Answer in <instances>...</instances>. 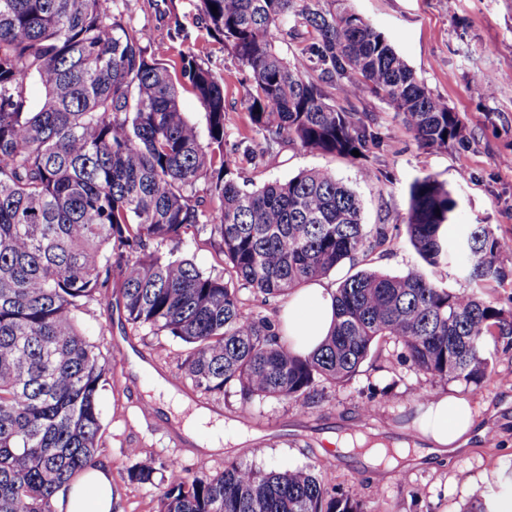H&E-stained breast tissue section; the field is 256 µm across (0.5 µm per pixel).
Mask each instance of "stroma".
<instances>
[{
	"mask_svg": "<svg viewBox=\"0 0 512 512\" xmlns=\"http://www.w3.org/2000/svg\"><path fill=\"white\" fill-rule=\"evenodd\" d=\"M174 9L187 40L170 38L168 19L145 0H128L127 19L142 29L158 58L192 51L199 62L224 78L227 125L232 138L252 136L243 99L247 70L230 48L197 21L196 0H159ZM348 5L381 31L416 77L458 112L467 129L463 144L443 152L421 149L379 99L365 95L343 100L337 87L325 86L330 102L374 117L383 145L368 161H350L284 148L266 167L240 165L238 182L251 190L268 180L328 168L360 195L366 223L384 224L390 244L372 253L367 268L390 275L422 269L408 241L405 219L409 186L430 174L448 184L460 200L455 225L489 224L512 239V0H348ZM160 7V8H161ZM373 169L374 179L364 177ZM79 322L101 355L111 360L100 394L101 432L97 460L112 474V512H156L159 485L127 477L136 454L176 460L189 475L212 474L225 463L279 471L309 469L331 487L357 486L371 512H469L476 501L492 502L512 467V350L496 351L494 373L482 386L430 379L406 362L394 343L380 344L348 381L319 388L315 403L301 409L276 398L242 404L235 388L206 394L181 378L185 347L167 333L133 328L112 313L106 298L89 301ZM127 359L114 356L116 348ZM178 376L174 392L162 380ZM442 392L468 399L483 439L459 455L423 462L409 469L385 470L368 464L361 452L341 451L346 433L359 430L375 442L398 448L424 447L410 417L417 393ZM374 406L363 418L364 406ZM224 421L227 446L208 452L199 444L209 427H184L194 409Z\"/></svg>",
	"mask_w": 512,
	"mask_h": 512,
	"instance_id": "stroma-1",
	"label": "stroma"
}]
</instances>
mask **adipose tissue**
Instances as JSON below:
<instances>
[{
    "label": "adipose tissue",
    "instance_id": "1",
    "mask_svg": "<svg viewBox=\"0 0 512 512\" xmlns=\"http://www.w3.org/2000/svg\"><path fill=\"white\" fill-rule=\"evenodd\" d=\"M336 291L316 280L289 294L279 315L278 332L298 353L308 354L328 338L336 316ZM425 447L400 448L390 459V466L409 457L425 459L430 455L451 454L463 449L476 431V418L469 402L445 394L432 398L417 426ZM59 512H112V477L100 465L80 475L70 488L57 496Z\"/></svg>",
    "mask_w": 512,
    "mask_h": 512
}]
</instances>
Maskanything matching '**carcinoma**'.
Wrapping results in <instances>:
<instances>
[{"label":"carcinoma","instance_id":"cac0c4a2","mask_svg":"<svg viewBox=\"0 0 512 512\" xmlns=\"http://www.w3.org/2000/svg\"><path fill=\"white\" fill-rule=\"evenodd\" d=\"M125 2L0 0V512H56L58 493L97 466L107 362L78 312L103 294L131 325L186 344L181 368L197 387L233 384L244 406L273 397L305 408L319 384L345 382L388 341L423 374L478 387L493 372L487 345L512 341L511 308L420 271L363 270L336 289L320 349L282 342L240 288L285 296L367 257L385 228L365 223L356 191L327 168L246 191L235 158L258 170L286 145L351 159L380 148L374 119L326 102L325 85L378 97L425 150L463 142L465 125L341 0H198L205 29L250 73L243 105L262 141L232 142L224 78L190 51L152 55ZM279 42L297 51L285 57ZM184 85L207 114L204 144L180 106ZM409 197V243L426 266L461 255L478 288L512 274V243L488 224L449 246L459 201L445 184L417 177ZM207 229L222 273L174 256ZM160 469L158 512H368L357 490L304 470L228 462L191 477L146 456L128 479L151 484Z\"/></svg>","mask_w":512,"mask_h":512}]
</instances>
